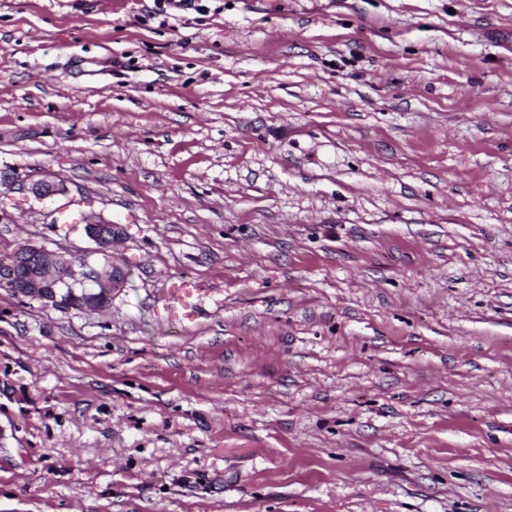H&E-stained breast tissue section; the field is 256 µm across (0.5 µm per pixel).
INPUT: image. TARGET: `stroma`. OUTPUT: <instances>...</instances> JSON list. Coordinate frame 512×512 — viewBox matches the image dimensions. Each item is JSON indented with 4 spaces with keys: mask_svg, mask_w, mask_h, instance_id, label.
Instances as JSON below:
<instances>
[{
    "mask_svg": "<svg viewBox=\"0 0 512 512\" xmlns=\"http://www.w3.org/2000/svg\"><path fill=\"white\" fill-rule=\"evenodd\" d=\"M203 3L0 0V252L130 271L0 290V512H512V0ZM104 231L101 235H98L92 229L89 230L88 237L95 242L97 248L91 252L83 254L80 258L83 264H77L80 262L79 257L74 261V257L67 256L64 253L58 252L53 249H48L44 245H39L36 242H31L27 245L28 251L36 258L26 278V284L29 288H23L21 280L25 275V269L23 266L25 260L24 246H18L10 252L0 254V289L11 293L14 296H18L17 288H21L23 293L27 294V297L33 298L34 300L44 304L45 306L59 305L60 293L56 288H59L63 293L62 295H70V288L59 284L56 288H41L43 279L44 267L52 268L56 267L61 271L67 270L69 277H63V280L70 285L73 290L74 296H76L77 289H83L86 297L97 296L100 289L103 290V296L109 300H112L115 292H119L121 288H124L127 282V275L123 268H115L112 265V259H105V265L112 267V276L109 271L101 268L100 263L94 258V255L101 253L104 250ZM2 263H8L13 265V269L9 267L4 268L2 273ZM12 274L14 277L12 280L5 282V285L1 284L3 278H11ZM82 291H78L81 293Z\"/></svg>",
    "mask_w": 512,
    "mask_h": 512,
    "instance_id": "stroma-1",
    "label": "stroma"
}]
</instances>
